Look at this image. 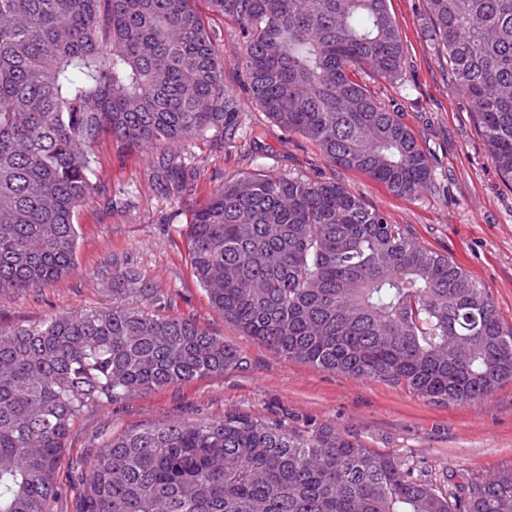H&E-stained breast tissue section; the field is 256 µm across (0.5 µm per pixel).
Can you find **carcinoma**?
I'll return each instance as SVG.
<instances>
[{
	"mask_svg": "<svg viewBox=\"0 0 512 512\" xmlns=\"http://www.w3.org/2000/svg\"><path fill=\"white\" fill-rule=\"evenodd\" d=\"M194 0H0V293L72 269L95 147L235 139L241 101ZM432 33L492 162L512 184V0H427ZM237 25L251 102L329 162L412 196L427 148L361 74L400 76L388 0H210ZM171 189L194 173L169 162ZM189 257L214 309L273 352L404 384L435 403L512 380V324L446 255L334 180L247 174L195 212ZM244 364L196 321L120 298L0 325V512H49L71 427L127 395ZM329 427L236 411L105 437L72 512H512V468L441 492Z\"/></svg>",
	"mask_w": 512,
	"mask_h": 512,
	"instance_id": "1",
	"label": "carcinoma"
}]
</instances>
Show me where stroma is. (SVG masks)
Returning <instances> with one entry per match:
<instances>
[{"mask_svg": "<svg viewBox=\"0 0 512 512\" xmlns=\"http://www.w3.org/2000/svg\"><path fill=\"white\" fill-rule=\"evenodd\" d=\"M404 45L394 81L367 77L382 102L403 118L431 154L427 188L398 197L364 174L327 161L317 147L290 136L269 116L244 104L234 142L208 131L145 152L103 139L97 149V190L78 208L75 265L39 291L0 295V323L35 325L49 316L112 303V291L136 277L156 288L144 310L196 320L246 357L245 365L185 384L136 392L81 416L72 426L57 482L54 512H69L72 466L101 433L154 423L222 418L238 410L292 429L335 427L367 447L410 460L414 475L439 488L451 477H489L512 468V380L491 395L461 404L434 403L408 387L358 379L278 356L224 321L192 273L188 235L194 213L224 180L257 171L339 182L367 206L385 212L424 246L448 255L491 292L512 323V185L493 164L473 114L451 89L442 47L432 39L426 0H388ZM224 61V83L246 96L239 65V29L199 0ZM194 170L186 190L169 192L161 156Z\"/></svg>", "mask_w": 512, "mask_h": 512, "instance_id": "stroma-1", "label": "stroma"}]
</instances>
